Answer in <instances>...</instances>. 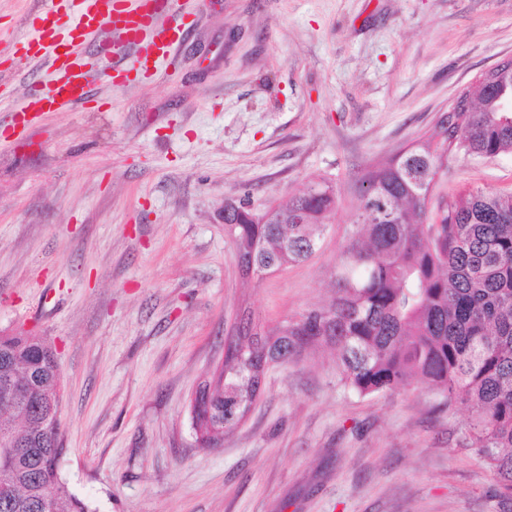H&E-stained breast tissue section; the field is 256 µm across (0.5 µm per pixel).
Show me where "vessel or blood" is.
<instances>
[{"label":"vessel or blood","instance_id":"b4317fda","mask_svg":"<svg viewBox=\"0 0 512 512\" xmlns=\"http://www.w3.org/2000/svg\"><path fill=\"white\" fill-rule=\"evenodd\" d=\"M176 0H55L54 10L70 16L58 28L40 13L21 43L28 56H49L53 77L31 89L11 125L0 130L9 139L17 128L61 106H86L90 84L107 77L121 83L128 67L141 79L158 77L156 64L177 67L185 32L192 22L181 15Z\"/></svg>","mask_w":512,"mask_h":512}]
</instances>
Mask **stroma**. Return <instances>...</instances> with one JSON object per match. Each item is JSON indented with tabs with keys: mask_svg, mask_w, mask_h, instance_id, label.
Segmentation results:
<instances>
[{
	"mask_svg": "<svg viewBox=\"0 0 512 512\" xmlns=\"http://www.w3.org/2000/svg\"><path fill=\"white\" fill-rule=\"evenodd\" d=\"M176 73L93 84L96 106L0 141V331L57 350L59 470L89 512H512L464 444L470 414L419 380L362 396L330 348L271 368L218 448L190 402L237 317L335 295L359 187L512 59V0H185ZM48 0H0V126L47 61L15 41ZM337 189L307 261L243 279L224 205ZM512 191V157L457 156L434 190Z\"/></svg>",
	"mask_w": 512,
	"mask_h": 512,
	"instance_id": "obj_1",
	"label": "stroma"
}]
</instances>
